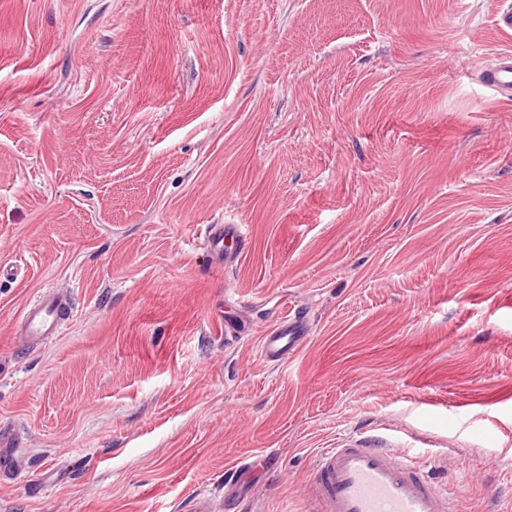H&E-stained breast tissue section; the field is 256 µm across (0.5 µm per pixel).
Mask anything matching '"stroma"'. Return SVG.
I'll return each instance as SVG.
<instances>
[{"mask_svg":"<svg viewBox=\"0 0 512 512\" xmlns=\"http://www.w3.org/2000/svg\"><path fill=\"white\" fill-rule=\"evenodd\" d=\"M500 6L0 0V425L28 467L0 512H192L243 458L257 512H307L320 450L375 437L457 512H512ZM208 224L246 225L233 263ZM48 287L74 309L17 354ZM481 83L510 97L512 95V54L504 53L494 65L484 66L479 71ZM306 333V315L300 312L275 324L259 338L262 360L271 366L287 364L299 352Z\"/></svg>","mask_w":512,"mask_h":512,"instance_id":"35a3bbf8","label":"stroma"}]
</instances>
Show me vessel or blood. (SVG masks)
<instances>
[{
    "mask_svg": "<svg viewBox=\"0 0 512 512\" xmlns=\"http://www.w3.org/2000/svg\"><path fill=\"white\" fill-rule=\"evenodd\" d=\"M482 84L503 96L512 95V54H502L497 63L479 71ZM204 241L217 263L229 259L225 243L243 245L245 229L240 224H211ZM73 305L71 292L65 288L38 292L13 326L16 347L31 350L59 335ZM307 333L303 313L275 324L259 338L262 360L271 366L288 363L299 352ZM13 431L0 432V475L21 473L24 468ZM242 464H235L224 480V502L216 504L203 497L196 501L195 512H233L240 507L235 488L240 481ZM311 512H452L448 495L432 474L416 466L409 455L398 454L386 445L350 443L322 451L309 486Z\"/></svg>",
    "mask_w": 512,
    "mask_h": 512,
    "instance_id": "obj_1",
    "label": "vessel or blood"
}]
</instances>
